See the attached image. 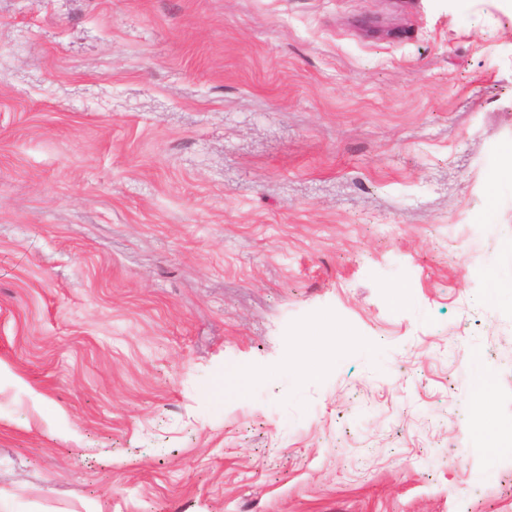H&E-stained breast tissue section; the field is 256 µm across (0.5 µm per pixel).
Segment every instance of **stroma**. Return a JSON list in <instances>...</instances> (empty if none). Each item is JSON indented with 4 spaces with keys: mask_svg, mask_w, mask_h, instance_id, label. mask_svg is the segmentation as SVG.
<instances>
[{
    "mask_svg": "<svg viewBox=\"0 0 512 512\" xmlns=\"http://www.w3.org/2000/svg\"><path fill=\"white\" fill-rule=\"evenodd\" d=\"M510 143L512 0H0V512H512Z\"/></svg>",
    "mask_w": 512,
    "mask_h": 512,
    "instance_id": "obj_1",
    "label": "stroma"
}]
</instances>
